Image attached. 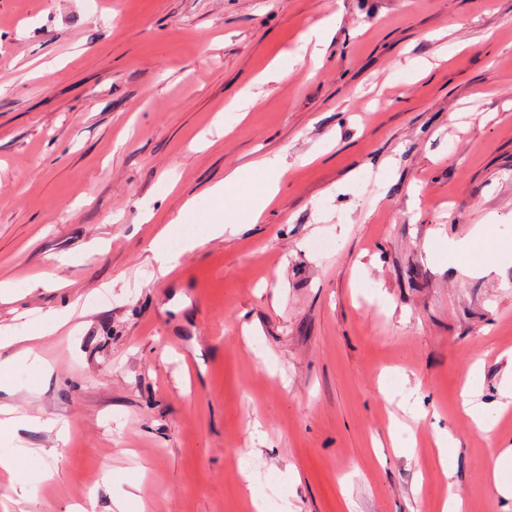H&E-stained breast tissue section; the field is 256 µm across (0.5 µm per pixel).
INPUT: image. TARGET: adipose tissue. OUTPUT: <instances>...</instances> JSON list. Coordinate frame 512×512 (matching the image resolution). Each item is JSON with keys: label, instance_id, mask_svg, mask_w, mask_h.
<instances>
[{"label": "adipose tissue", "instance_id": "ef3b65f1", "mask_svg": "<svg viewBox=\"0 0 512 512\" xmlns=\"http://www.w3.org/2000/svg\"><path fill=\"white\" fill-rule=\"evenodd\" d=\"M286 169L284 157H266L232 170L211 187L208 195L214 206L204 217L208 237H220L241 225L257 223L278 193Z\"/></svg>", "mask_w": 512, "mask_h": 512}]
</instances>
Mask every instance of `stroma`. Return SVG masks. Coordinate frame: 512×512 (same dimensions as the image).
<instances>
[{"label":"stroma","mask_w":512,"mask_h":512,"mask_svg":"<svg viewBox=\"0 0 512 512\" xmlns=\"http://www.w3.org/2000/svg\"><path fill=\"white\" fill-rule=\"evenodd\" d=\"M331 15L321 64L254 86ZM275 154L260 222L170 239L160 274L187 200L201 233L208 189ZM479 224L466 274L434 236ZM0 283L39 355L0 404L56 423L20 431L33 494L0 476V512H512L488 479L512 441V0H0ZM415 393L409 456L389 427ZM482 375L483 363L478 360L471 365L468 371L467 380L463 389V405L465 412L471 416L477 429L486 431L492 428V420L484 411L476 410L474 406H470L473 401L469 399L478 392L477 388L481 382Z\"/></svg>","instance_id":"35a3bbf8"}]
</instances>
